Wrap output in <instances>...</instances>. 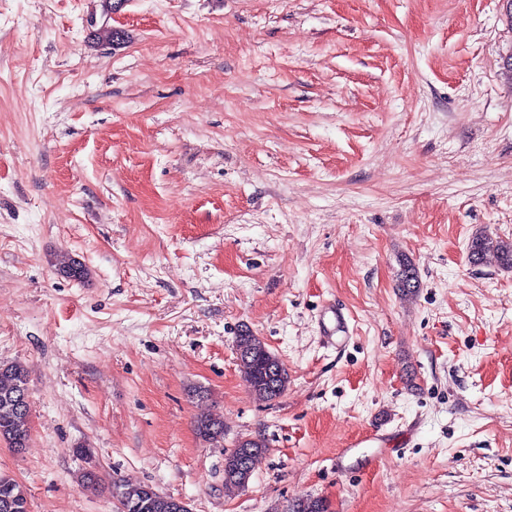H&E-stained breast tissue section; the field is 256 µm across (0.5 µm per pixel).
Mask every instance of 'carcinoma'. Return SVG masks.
Returning <instances> with one entry per match:
<instances>
[{
	"label": "carcinoma",
	"mask_w": 512,
	"mask_h": 512,
	"mask_svg": "<svg viewBox=\"0 0 512 512\" xmlns=\"http://www.w3.org/2000/svg\"><path fill=\"white\" fill-rule=\"evenodd\" d=\"M469 261L480 266L493 258L505 269H512V243L494 240L485 235L472 238ZM59 269L67 277L82 281L88 270L73 260H63ZM239 351L238 360L250 390L260 399L273 401L288 389V371L280 358L267 344L248 330L235 337ZM27 369L20 363H0V442L15 451L27 447L30 429ZM195 429L200 438L208 442L224 439V421L210 414L195 419ZM252 456L242 463L235 455H224V486L242 489L254 472L257 459L267 451V444L260 440L246 441ZM113 494L121 504L135 507V512H190L187 504L170 495H164L148 484L125 486L113 484ZM0 512H30L27 492L10 476L0 473ZM286 512H326L322 500L299 497L287 506Z\"/></svg>",
	"instance_id": "1"
}]
</instances>
